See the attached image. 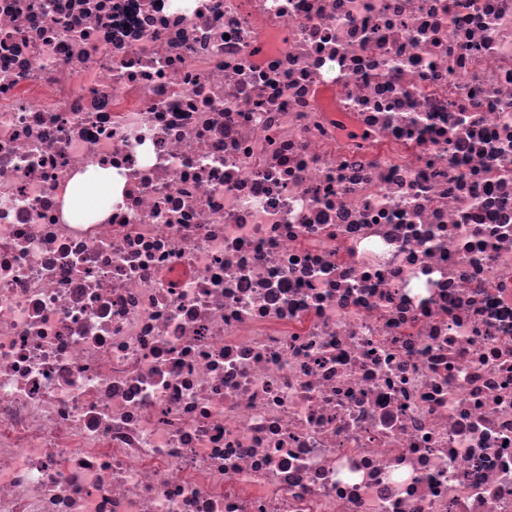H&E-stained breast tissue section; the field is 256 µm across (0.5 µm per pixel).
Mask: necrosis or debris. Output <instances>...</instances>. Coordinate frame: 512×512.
<instances>
[{"instance_id": "obj_1", "label": "necrosis or debris", "mask_w": 512, "mask_h": 512, "mask_svg": "<svg viewBox=\"0 0 512 512\" xmlns=\"http://www.w3.org/2000/svg\"><path fill=\"white\" fill-rule=\"evenodd\" d=\"M0 512H512V0H0ZM89 180H101L108 184L112 196V168H90L86 173L76 174L70 182L60 190V200L65 219L73 223H92L104 219L106 212L82 213L77 210L75 202L83 185ZM82 213V214H81Z\"/></svg>"}]
</instances>
